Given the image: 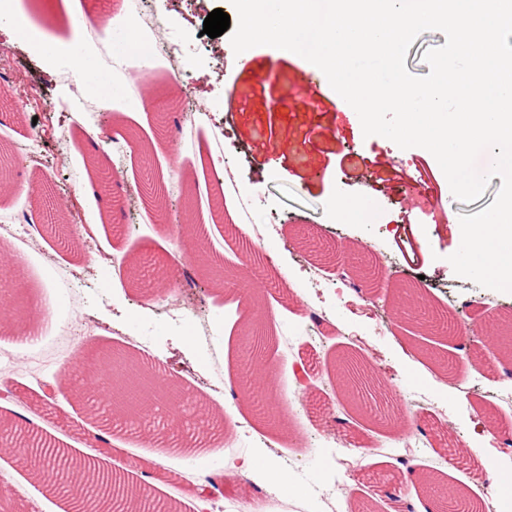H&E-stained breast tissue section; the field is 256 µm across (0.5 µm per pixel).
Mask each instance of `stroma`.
<instances>
[{"label":"stroma","mask_w":512,"mask_h":512,"mask_svg":"<svg viewBox=\"0 0 512 512\" xmlns=\"http://www.w3.org/2000/svg\"><path fill=\"white\" fill-rule=\"evenodd\" d=\"M184 66L164 56L141 69L115 52L129 0H22L60 42L54 64L0 35V266L25 255L14 320L0 327V424L92 454L138 488L195 512H419L430 486L454 487L498 512L491 459L512 461V357L491 329L512 318V292L477 285L448 261L459 218L488 207L453 196L421 147L364 136L352 107L295 54L257 46L249 61L228 36L203 35L230 0H147ZM84 22L73 31L71 13ZM80 40L96 69L127 70L142 91L113 83L107 104L83 97L67 53ZM210 111L191 125L192 106ZM223 192H216V184ZM93 193L80 195L84 185ZM365 197L375 218L338 221L331 200ZM103 233L85 236L82 226ZM114 251L121 268L97 267ZM195 279V309L169 312L166 282ZM53 297L56 321L37 343L15 335ZM274 340L259 360L276 404L270 423L245 398L250 325ZM112 351L173 385L179 418L158 411L114 426L75 396L79 353ZM355 358L385 394L352 402L340 365ZM263 449L288 489L231 468ZM12 512H55L57 499L16 458L0 454V494Z\"/></svg>","instance_id":"stroma-1"}]
</instances>
